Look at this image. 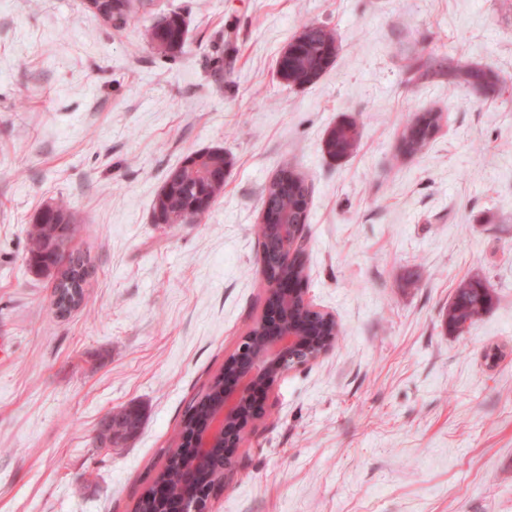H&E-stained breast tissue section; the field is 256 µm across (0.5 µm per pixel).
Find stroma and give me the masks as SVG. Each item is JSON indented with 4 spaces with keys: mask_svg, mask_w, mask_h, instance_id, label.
I'll return each mask as SVG.
<instances>
[{
    "mask_svg": "<svg viewBox=\"0 0 512 512\" xmlns=\"http://www.w3.org/2000/svg\"><path fill=\"white\" fill-rule=\"evenodd\" d=\"M172 12L189 29L173 58L138 39ZM307 22L338 54L290 86L275 62ZM452 59L501 91L449 86ZM343 119L363 135L337 162L323 140ZM212 147L223 194L154 223L168 172ZM286 162L311 190L307 296L340 334L269 390L211 512H512V0H139L121 30L83 0H0V512H133L262 313L261 197ZM60 198L92 267L65 318L25 261ZM473 275L494 305L448 332ZM132 404L139 434L98 447ZM437 127H434L431 131L427 128H423L418 124L417 120L407 128L403 136V149L405 153L413 154L421 150L428 141L433 137ZM219 375H216L209 388L208 391L198 400L194 401L190 409L193 410V414L191 415L189 422L182 426L179 430L178 439L180 437L185 438V436L192 430L191 421L192 419H196L197 423H201L213 409V407L217 404L220 397V380Z\"/></svg>",
    "mask_w": 512,
    "mask_h": 512,
    "instance_id": "1",
    "label": "stroma"
}]
</instances>
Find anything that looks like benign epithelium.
<instances>
[{"label":"benign epithelium","instance_id":"benign-epithelium-1","mask_svg":"<svg viewBox=\"0 0 512 512\" xmlns=\"http://www.w3.org/2000/svg\"><path fill=\"white\" fill-rule=\"evenodd\" d=\"M285 262L303 261L306 246L305 225H280ZM267 296L302 300L300 311L312 307L302 283L283 278L266 289ZM263 336L256 344H249L248 337L241 338L238 347L224 360L223 403L208 423L193 434L196 459L184 469L183 479L188 485L195 481L197 465L213 452L215 439L224 440L223 465L211 476V482L193 499H185L173 506L170 512H210L212 500L224 490L229 473L237 463L239 448L246 435L265 416V394L275 380L285 372L308 365L325 355L336 342V335H325L316 340L300 330L297 323L284 320L279 305L265 304L258 319Z\"/></svg>","mask_w":512,"mask_h":512}]
</instances>
